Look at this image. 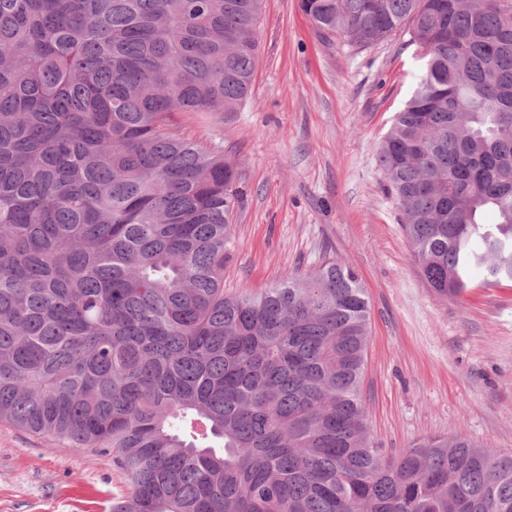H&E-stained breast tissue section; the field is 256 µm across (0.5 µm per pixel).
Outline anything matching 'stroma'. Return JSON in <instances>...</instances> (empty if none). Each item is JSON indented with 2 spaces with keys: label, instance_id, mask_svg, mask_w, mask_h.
Listing matches in <instances>:
<instances>
[{
  "label": "stroma",
  "instance_id": "1",
  "mask_svg": "<svg viewBox=\"0 0 512 512\" xmlns=\"http://www.w3.org/2000/svg\"><path fill=\"white\" fill-rule=\"evenodd\" d=\"M250 93L236 112H174L184 139L237 174L224 289L278 284L333 259L365 288L361 396L383 455L462 436L512 455V282L443 298L422 280L378 151L423 62L407 29L354 49L299 0H265ZM129 484L111 455L62 451L0 421V512H111Z\"/></svg>",
  "mask_w": 512,
  "mask_h": 512
}]
</instances>
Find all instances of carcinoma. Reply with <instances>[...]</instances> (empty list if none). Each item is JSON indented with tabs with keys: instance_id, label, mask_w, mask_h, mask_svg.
Instances as JSON below:
<instances>
[{
	"instance_id": "carcinoma-1",
	"label": "carcinoma",
	"mask_w": 512,
	"mask_h": 512,
	"mask_svg": "<svg viewBox=\"0 0 512 512\" xmlns=\"http://www.w3.org/2000/svg\"><path fill=\"white\" fill-rule=\"evenodd\" d=\"M263 3L0 0V420L112 455V512H512V456L376 448L352 269L224 293L234 169L167 118L237 111ZM300 8L351 46L409 26L378 159L413 258L445 298L512 281V0Z\"/></svg>"
}]
</instances>
